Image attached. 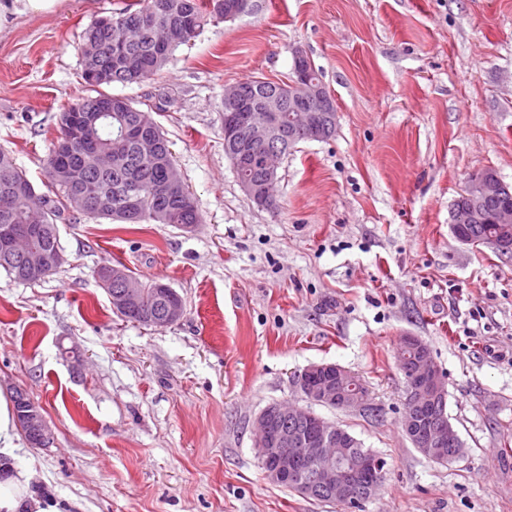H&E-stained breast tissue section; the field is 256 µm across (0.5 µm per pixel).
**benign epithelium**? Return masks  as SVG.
Wrapping results in <instances>:
<instances>
[{
	"label": "benign epithelium",
	"mask_w": 512,
	"mask_h": 512,
	"mask_svg": "<svg viewBox=\"0 0 512 512\" xmlns=\"http://www.w3.org/2000/svg\"><path fill=\"white\" fill-rule=\"evenodd\" d=\"M293 61L296 74L300 78V99L303 101L323 100L330 93L323 83L312 81L305 77L313 65L308 56L300 49L293 50ZM236 120L228 117L225 124V135L236 142V162L240 165L249 163L253 158V148L265 143L273 130H285L277 112H264L257 117H251L244 123L243 131L234 132ZM294 125L308 131L321 128L320 113L309 110L294 109ZM264 172V183L250 181L241 183L244 192L257 204L267 203L265 194L266 183L277 182L278 169L281 159L271 153H263L259 157ZM512 190L495 172L487 170L474 175L469 181L462 199L470 205L473 216L478 223L484 222L481 204L489 198L509 195ZM497 223L501 224L500 239L494 241L495 246L505 251L512 248V211L505 210L498 216ZM24 259L29 278L40 280L53 268L60 267L64 262L61 252L45 253L31 245L25 247ZM101 287L111 293L109 299L115 311L125 313L138 312L140 317L154 321V315L143 311L140 289L132 281L126 283L122 291L112 293V279L117 276L112 268L100 267ZM402 342L410 345L418 352L412 375L413 381L406 390L405 404L420 411L438 399L447 397L445 379L442 371L435 363L431 351L424 345L423 340L416 336H404ZM329 379L310 394V398L326 406H339L344 409L364 406V400L351 392L352 374L339 365H312L303 376L330 375ZM307 416L304 409L295 405L273 404L262 411L256 420V440L258 455L269 463L266 471L268 478L276 482L295 472L303 464H309L315 471L314 477L306 482L296 483L298 494L303 497H314L321 492L330 491L336 497V502L346 512L353 509L357 496L361 491L362 479L369 480L367 496H372L381 484L384 472L375 469L377 466L373 455L364 453L352 447V442L342 436L331 433V424H323L319 437L307 441L306 447H299L297 438L293 435L269 432V425L276 418ZM23 421L26 426L29 444L35 447L43 446L52 437V430L35 404L31 403L24 411ZM403 429L415 448L427 455L444 443L454 446L448 454V460L453 461L463 453L458 432L447 417L423 425L416 419L403 421Z\"/></svg>",
	"instance_id": "7a95c632"
}]
</instances>
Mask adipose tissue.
Segmentation results:
<instances>
[{
	"label": "adipose tissue",
	"instance_id": "ef3b65f1",
	"mask_svg": "<svg viewBox=\"0 0 512 512\" xmlns=\"http://www.w3.org/2000/svg\"><path fill=\"white\" fill-rule=\"evenodd\" d=\"M15 422L9 404L0 398V512H61L58 502L32 484L30 470L11 464L16 449Z\"/></svg>",
	"mask_w": 512,
	"mask_h": 512
}]
</instances>
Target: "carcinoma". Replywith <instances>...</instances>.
I'll return each mask as SVG.
<instances>
[{
  "instance_id": "carcinoma-1",
  "label": "carcinoma",
  "mask_w": 512,
  "mask_h": 512,
  "mask_svg": "<svg viewBox=\"0 0 512 512\" xmlns=\"http://www.w3.org/2000/svg\"><path fill=\"white\" fill-rule=\"evenodd\" d=\"M234 0H135L123 10L112 14V29L97 20L83 34L82 45L94 43L98 54L94 62L82 61V79L96 92V96L82 100L85 110L100 101L112 112L108 122L94 137V144L69 139L70 116L77 104L73 103L59 113L56 141L60 148H51L46 160L48 193L46 211L32 218L24 209L18 194L33 188L32 182L16 165L10 153L0 149V230L6 226L41 224L34 234L36 245L47 253L60 250L57 221L68 210L70 194L81 190H99L112 196V206L106 210L87 209L82 215L109 219L124 224H173L179 228L200 223V216L191 193L173 195L163 200L151 196V185L166 178L175 168L169 150L156 157L143 156L136 139L120 138L124 127L153 134L168 143L150 111L136 108L127 99L99 91L104 85L139 83L159 72L179 46L196 38L212 20L231 19L237 13L230 11ZM112 71V80L100 82L92 75L94 67ZM298 77L278 83L247 79L239 83L244 111L224 107V114L245 119L256 112L266 111L268 99H280L281 112L288 113V99L297 92ZM139 192V210L133 214L124 207L125 195ZM452 223L480 244H491L497 234V225L473 222L467 203L453 207ZM0 269L20 282H27L22 274L21 258L10 250L7 239L0 237ZM159 282L141 284L142 303L154 314L168 305L181 302V297L163 293Z\"/></svg>"
}]
</instances>
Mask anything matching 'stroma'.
<instances>
[{
    "instance_id": "35a3bbf8",
    "label": "stroma",
    "mask_w": 512,
    "mask_h": 512,
    "mask_svg": "<svg viewBox=\"0 0 512 512\" xmlns=\"http://www.w3.org/2000/svg\"><path fill=\"white\" fill-rule=\"evenodd\" d=\"M128 2L0 17V148L37 192L61 105L89 94L81 35ZM297 46L336 132L283 159L266 209L224 154V88L288 80ZM108 92L151 108L201 222L71 213L56 273L22 284L0 270V396L26 391L53 431L45 447L17 436L15 465L70 512H342L269 482L254 446L260 412L308 404L299 374L332 363L372 408L313 412L386 462L362 512H512V256L451 228L473 174L512 185V0H249ZM104 264L168 284L183 317L122 320ZM407 335L445 376L454 461L403 432Z\"/></svg>"
}]
</instances>
